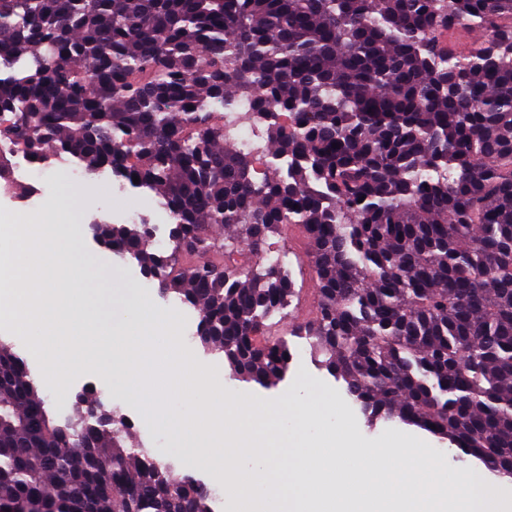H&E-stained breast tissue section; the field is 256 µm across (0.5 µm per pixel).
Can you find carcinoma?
I'll use <instances>...</instances> for the list:
<instances>
[{"label": "carcinoma", "instance_id": "cac0c4a2", "mask_svg": "<svg viewBox=\"0 0 512 512\" xmlns=\"http://www.w3.org/2000/svg\"><path fill=\"white\" fill-rule=\"evenodd\" d=\"M460 27L482 41L455 51ZM14 56L0 141L159 198L169 249L145 222L97 218L101 240L199 310L236 379L276 385L304 337L370 421L512 477V0H0ZM241 98L271 148L260 178L224 140ZM291 226L318 300L271 338L298 291L261 250ZM128 433L82 400L54 424L0 343V512H211Z\"/></svg>", "mask_w": 512, "mask_h": 512}]
</instances>
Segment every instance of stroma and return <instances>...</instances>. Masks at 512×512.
I'll list each match as a JSON object with an SVG mask.
<instances>
[{
	"instance_id": "obj_1",
	"label": "stroma",
	"mask_w": 512,
	"mask_h": 512,
	"mask_svg": "<svg viewBox=\"0 0 512 512\" xmlns=\"http://www.w3.org/2000/svg\"><path fill=\"white\" fill-rule=\"evenodd\" d=\"M41 179L48 189L38 207L24 209L0 196V214L18 224L39 223L43 211L59 204L65 191L78 184L69 171L53 167L45 168ZM133 193L130 187L113 193L89 191L79 198L74 207L73 217L80 226V233L73 243V251L77 258L93 262L103 273L102 278L84 284L88 312H95L101 303L111 300L115 303L117 317H125L129 310L122 297L126 291H133L151 310L170 320L176 336L175 344L184 360L223 374L225 393L240 394L255 405L268 407L277 405L295 391L298 383L303 382L319 394V411L325 420V433L350 437L363 446L375 448L405 445L419 437V429L395 421L368 427L358 405L349 396L346 383L322 368L314 360L308 341L300 337L291 338L293 360L285 378L275 386L265 388L229 377V368L223 354L204 350L197 340L190 338V331L197 328L198 315L185 316L171 308L169 298L161 294L157 282L148 281L144 277L137 261H124L116 257L90 232L91 222L107 214L111 215L113 223H127L128 198ZM66 369V395H58L51 386L44 383L39 386L45 408L54 423L62 425L72 419L77 395L96 388L111 387L112 394L107 397V404L120 410L131 423L127 447L158 450L169 467L176 472L192 476L211 494L223 492V481L217 479L210 470L195 466L180 455L177 449L172 448L168 434L144 414L142 407L124 398L121 384L106 371L103 362L75 356L68 360Z\"/></svg>"
}]
</instances>
